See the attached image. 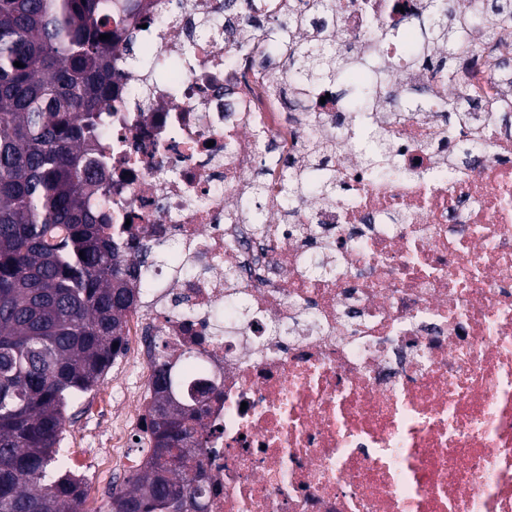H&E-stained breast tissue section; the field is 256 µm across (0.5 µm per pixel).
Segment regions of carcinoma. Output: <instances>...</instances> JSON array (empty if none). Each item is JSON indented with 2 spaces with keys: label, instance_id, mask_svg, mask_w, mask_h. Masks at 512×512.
Returning a JSON list of instances; mask_svg holds the SVG:
<instances>
[{
  "label": "carcinoma",
  "instance_id": "cac0c4a2",
  "mask_svg": "<svg viewBox=\"0 0 512 512\" xmlns=\"http://www.w3.org/2000/svg\"><path fill=\"white\" fill-rule=\"evenodd\" d=\"M229 63L253 51L249 31L263 34L267 64L282 50L296 82L349 90L343 74L354 52L336 44V0H291L263 17L249 0H223ZM139 0H0V512H81L83 479L64 468L61 436L75 399L104 379L121 351L126 312L135 304L138 272L159 265L144 247L129 257L111 243L112 225L87 206L104 182L91 169L98 153L96 118L112 90V26L125 24ZM455 4L427 0L418 19V65L448 78L459 56ZM512 18V0H485L470 19L487 31ZM19 61L24 67L14 66ZM464 99L459 89L436 103L452 125ZM424 110L426 89L408 82L387 97ZM306 185L284 181V213ZM312 190L336 193L324 171ZM84 255H79V252ZM118 347H113V344ZM170 357L155 363L146 426L150 448L125 485L112 489L108 512H168L174 495L197 492L203 419L212 387L192 400H172Z\"/></svg>",
  "mask_w": 512,
  "mask_h": 512
}]
</instances>
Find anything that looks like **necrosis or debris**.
Wrapping results in <instances>:
<instances>
[{
  "instance_id": "1",
  "label": "necrosis or debris",
  "mask_w": 512,
  "mask_h": 512,
  "mask_svg": "<svg viewBox=\"0 0 512 512\" xmlns=\"http://www.w3.org/2000/svg\"><path fill=\"white\" fill-rule=\"evenodd\" d=\"M215 6L144 0L145 25L115 30L107 180L88 202L120 252L173 246L189 269L150 289L128 328L219 388L198 451L207 512H512V25L450 80L414 69L395 38L424 0H336L371 110L319 86L285 112L264 63L226 68ZM130 35L160 75L134 72ZM408 80L468 88L483 109L452 127L433 109L381 110ZM313 130L347 192L305 195L288 218L285 168L319 176ZM376 142L377 171L361 159ZM149 401L135 387L120 413L113 468L138 465L127 443L148 440Z\"/></svg>"
}]
</instances>
